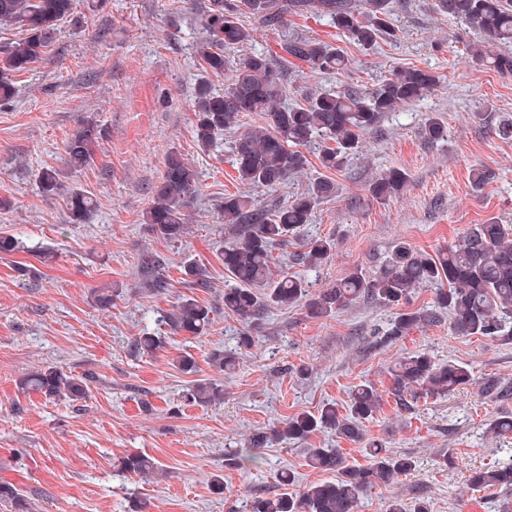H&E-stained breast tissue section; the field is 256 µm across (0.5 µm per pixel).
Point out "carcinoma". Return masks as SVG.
Returning a JSON list of instances; mask_svg holds the SVG:
<instances>
[{
  "mask_svg": "<svg viewBox=\"0 0 512 512\" xmlns=\"http://www.w3.org/2000/svg\"><path fill=\"white\" fill-rule=\"evenodd\" d=\"M76 5L77 0H0V24H15L24 32L23 38L0 52V102L13 99L15 77L43 58L56 41L59 23L74 14ZM436 6L486 41L500 45L490 63L499 72L512 74V0H436ZM245 11L270 27L284 23L288 16H327L337 30L364 50L397 37L389 24L391 0H211L205 35L196 43L205 75L195 86L192 133L196 145L208 153L224 132L237 126L242 115L258 114L262 123L232 141L238 179L245 185L272 189L303 172L307 159L301 148L316 140L324 143L319 153L321 167L327 171L342 168L385 114L424 98L440 83V77L431 71L407 67L394 71L373 88L349 85L343 90L319 91L289 106L283 101L282 68L296 60L317 73H333L347 69L349 60L342 49L322 40L294 38L281 42L279 52L273 55L254 51L232 63L224 50L242 47L253 39L252 29L239 18ZM212 75L226 76L224 88L212 84ZM446 132L443 122L434 116L425 119L422 126V134L430 142L444 139ZM103 136L97 123H83L64 145L67 164L73 168L88 166ZM407 180L403 170L392 168L371 185V195L386 201L399 194ZM39 182L43 193L55 194L60 186L57 170L42 169ZM197 188L193 166L181 153L169 152L146 211V223L156 235L169 241L186 238L190 226L185 208ZM336 193V182L323 176L314 179L307 192L272 209L257 206L248 195L224 196L221 209L229 239L221 260L235 282L224 289V311L252 321L270 307L301 305L310 316L322 318L363 298L400 308L391 334L404 336L432 319L424 311L405 306L418 289L436 285V304L448 311L455 334L499 336L512 323V227L492 220L474 225L457 241L433 253L400 241L373 273L367 275L355 268L317 294L305 279L283 269L274 271L273 248L309 223L316 206ZM67 206L72 220L79 224L90 218L95 201L85 192H74ZM304 248L298 255L299 263L317 269L332 257L336 242L329 237L312 238ZM24 249L15 235L0 232L1 255ZM184 273L193 278V287H211L206 271L199 266L190 263ZM120 294L117 286L99 288L92 292V302L106 309ZM211 314V308L186 295L168 313L166 322L177 334L198 337L212 323ZM211 361L218 371L229 373L239 365V353H216ZM389 374L392 394L403 406L409 397L446 398L475 384L466 365L436 363L426 353L400 359ZM90 382L87 375L55 366L31 371L22 378L21 386L49 399L75 402L89 397ZM188 396L200 405L210 404L224 399V387L212 379L197 380L189 387ZM381 405L376 387L363 383L353 390L344 411L327 402L315 414L294 415L278 427L252 435L251 448L284 440L302 442L328 429L353 443H362V423L373 418ZM367 453L369 464L358 466L334 448H310L308 465L333 474L335 479L298 493L255 497L247 512H356L368 489L390 484L415 469L410 457L396 454L379 442L367 445ZM122 468L142 478L159 470L154 459L141 454L126 456ZM469 481L497 494V512H512V448L506 460L472 471ZM0 502L10 504L14 512L29 510L25 491L11 483H0Z\"/></svg>",
  "mask_w": 512,
  "mask_h": 512,
  "instance_id": "carcinoma-1",
  "label": "carcinoma"
}]
</instances>
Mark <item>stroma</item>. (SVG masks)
I'll return each instance as SVG.
<instances>
[{"label": "stroma", "mask_w": 512, "mask_h": 512, "mask_svg": "<svg viewBox=\"0 0 512 512\" xmlns=\"http://www.w3.org/2000/svg\"><path fill=\"white\" fill-rule=\"evenodd\" d=\"M208 0H107L102 11L79 4L62 22L44 58L16 78L17 94L0 105V231L16 235L26 251L0 256V480L26 490L30 512H240L255 496L282 492V473L294 474V490L327 480L311 468L307 451L336 448L350 462L367 465L364 443L319 432L306 443L262 448L256 467L226 466V454L249 446L252 434L324 403L345 407L350 392L373 382L383 397L366 422V441L410 454L416 467L395 483L365 495L358 512H385L391 498L425 502L428 512H494L490 491L468 484L471 470L502 459L512 439L494 438L489 427L512 416V336H458L436 290L420 288L415 310L436 312L433 322L394 338V309L358 300L331 316L313 319L304 308H272L246 322L225 313L231 283L219 255L228 237L217 206L225 195L244 193L261 207L307 191L322 168L317 146L306 148L305 173L270 190L243 185L230 152L234 133L225 132L216 151L197 147L192 124L194 86L202 73L195 43L203 35ZM397 40L362 50L338 33L329 19L294 16L274 28L256 27L253 49L276 52L281 40L314 38L342 49L348 69L313 74L289 68L286 99L355 84L373 87L393 70L414 66L438 74L440 85L424 99L388 113L368 132L362 149L332 177L335 198L317 206L300 233L273 251L277 269L304 272L297 256L310 237L335 239L331 260L307 274L314 289L351 272L372 273L396 242L434 252L492 219L512 225V138L498 129L512 122V74L468 55L477 40L461 23L437 13L435 0H394ZM442 119L448 133L429 142L426 118ZM95 121L105 132L93 162L80 170L64 160L63 145L79 125ZM181 152L198 172L199 189L186 210L191 232L181 242L155 235L144 222L169 151ZM59 172L60 188L43 194L42 168ZM391 168L409 180L399 195L380 202L372 183ZM490 171L482 188L473 169ZM84 191L97 207L91 221L72 223L67 198ZM151 254L165 290L146 287L141 257ZM191 261L205 269L212 286L190 288L182 270ZM28 266L21 276L19 266ZM119 286L112 307L97 309L92 289ZM215 311L207 334L172 333L163 317L184 295ZM159 334L164 347L136 352L134 339ZM251 344L240 347L242 336ZM241 350L228 375L212 365L213 353ZM190 353L196 370L174 363ZM425 352L434 360L467 364L474 386L445 398H418L400 406L391 393L389 368ZM307 374H300V366ZM61 366L92 375L89 398L69 403L22 391L29 371ZM198 379L224 385L222 402L185 401ZM496 381L500 395L483 391ZM133 453L154 458L162 475L148 479L123 470ZM223 478L222 493L212 481Z\"/></svg>", "instance_id": "stroma-1"}]
</instances>
